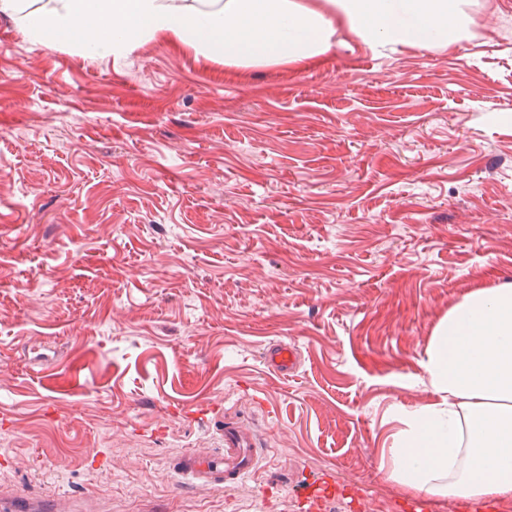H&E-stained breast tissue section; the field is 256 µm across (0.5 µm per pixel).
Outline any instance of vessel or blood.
<instances>
[{"label": "vessel or blood", "instance_id": "vessel-or-blood-1", "mask_svg": "<svg viewBox=\"0 0 512 512\" xmlns=\"http://www.w3.org/2000/svg\"><path fill=\"white\" fill-rule=\"evenodd\" d=\"M264 362L277 376L288 378L296 374L301 352L295 345L278 341L268 345ZM260 450L257 442L242 425L228 422L224 425V453L213 458L188 455L180 462L182 474L205 485L227 488L242 482L256 468Z\"/></svg>", "mask_w": 512, "mask_h": 512}]
</instances>
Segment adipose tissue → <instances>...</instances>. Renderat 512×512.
<instances>
[{
    "label": "adipose tissue",
    "instance_id": "ef3b65f1",
    "mask_svg": "<svg viewBox=\"0 0 512 512\" xmlns=\"http://www.w3.org/2000/svg\"><path fill=\"white\" fill-rule=\"evenodd\" d=\"M472 0H0L28 40L123 55L161 37L243 69L302 65L338 31L376 50L468 41ZM424 370L439 402L407 415L380 463L427 496H512V283L469 291L434 330Z\"/></svg>",
    "mask_w": 512,
    "mask_h": 512
}]
</instances>
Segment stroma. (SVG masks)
I'll return each instance as SVG.
<instances>
[{"label":"stroma","instance_id":"stroma-1","mask_svg":"<svg viewBox=\"0 0 512 512\" xmlns=\"http://www.w3.org/2000/svg\"><path fill=\"white\" fill-rule=\"evenodd\" d=\"M473 40L242 70L0 16V501L396 512L378 469L450 306L512 281V0ZM296 343L284 379L266 342ZM252 430L224 489L177 471Z\"/></svg>","mask_w":512,"mask_h":512}]
</instances>
